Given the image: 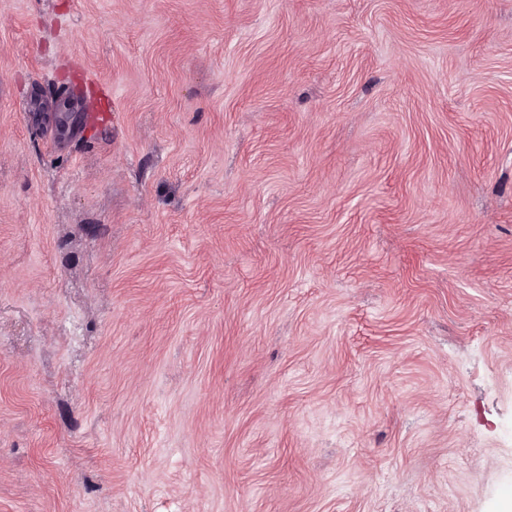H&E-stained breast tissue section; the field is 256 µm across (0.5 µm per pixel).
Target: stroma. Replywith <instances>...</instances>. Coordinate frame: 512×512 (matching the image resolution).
<instances>
[{"label":"stroma","instance_id":"35a3bbf8","mask_svg":"<svg viewBox=\"0 0 512 512\" xmlns=\"http://www.w3.org/2000/svg\"><path fill=\"white\" fill-rule=\"evenodd\" d=\"M510 497L512 0H0V512Z\"/></svg>","mask_w":512,"mask_h":512}]
</instances>
